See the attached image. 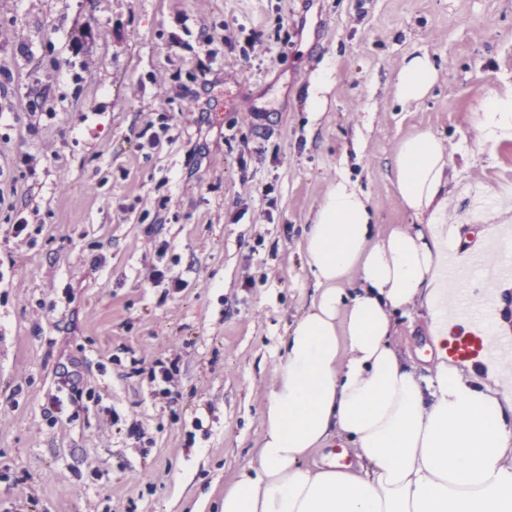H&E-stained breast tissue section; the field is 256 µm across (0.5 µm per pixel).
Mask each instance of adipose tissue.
<instances>
[{
  "label": "adipose tissue",
  "mask_w": 512,
  "mask_h": 512,
  "mask_svg": "<svg viewBox=\"0 0 512 512\" xmlns=\"http://www.w3.org/2000/svg\"><path fill=\"white\" fill-rule=\"evenodd\" d=\"M437 79L430 55L412 54L396 97L419 102ZM479 124L485 142L511 139L512 91L485 99ZM393 165L403 205L425 222L379 231L356 182L341 174L330 185L303 231L311 304L282 343L260 446L220 512H512V379L487 381L441 350L422 373L395 344L398 319L416 307L444 331L457 229L442 139L406 137ZM336 438L355 464H309Z\"/></svg>",
  "instance_id": "ef3b65f1"
}]
</instances>
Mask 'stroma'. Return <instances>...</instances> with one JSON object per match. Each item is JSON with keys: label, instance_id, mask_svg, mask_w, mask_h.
<instances>
[{"label": "stroma", "instance_id": "35a3bbf8", "mask_svg": "<svg viewBox=\"0 0 512 512\" xmlns=\"http://www.w3.org/2000/svg\"><path fill=\"white\" fill-rule=\"evenodd\" d=\"M418 49L438 81L402 106ZM508 89L512 0H0V512H218L310 305L303 229L330 184L357 181L380 230L416 223L393 157L437 134L465 258L512 205V140L482 144L477 115ZM431 342L412 309L398 349Z\"/></svg>", "mask_w": 512, "mask_h": 512}]
</instances>
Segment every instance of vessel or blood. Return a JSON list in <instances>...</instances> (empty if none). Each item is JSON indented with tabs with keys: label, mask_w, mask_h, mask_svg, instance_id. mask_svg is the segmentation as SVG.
<instances>
[{
	"label": "vessel or blood",
	"mask_w": 512,
	"mask_h": 512,
	"mask_svg": "<svg viewBox=\"0 0 512 512\" xmlns=\"http://www.w3.org/2000/svg\"><path fill=\"white\" fill-rule=\"evenodd\" d=\"M480 252H472L467 264H460L456 258H449L445 274L449 280L459 284L462 291L457 300L456 316L448 325V334L441 339L442 347L449 354L463 360H492L495 354L512 352V343L498 341L484 343L485 329L495 321L492 308L477 299L467 288L468 270L482 265Z\"/></svg>",
	"instance_id": "vessel-or-blood-1"
}]
</instances>
